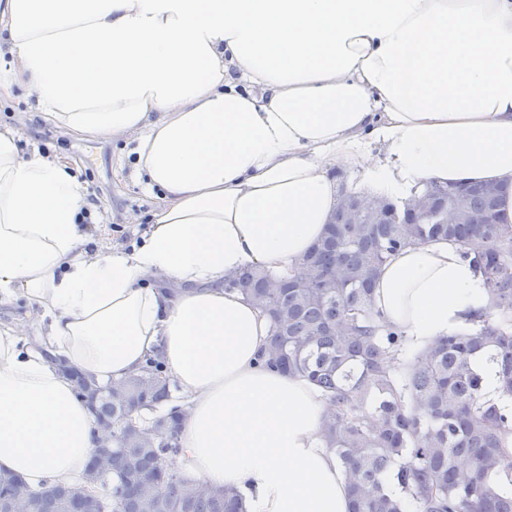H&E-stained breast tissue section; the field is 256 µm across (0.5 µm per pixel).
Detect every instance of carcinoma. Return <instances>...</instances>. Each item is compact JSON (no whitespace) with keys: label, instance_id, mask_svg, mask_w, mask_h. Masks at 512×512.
Masks as SVG:
<instances>
[{"label":"carcinoma","instance_id":"carcinoma-1","mask_svg":"<svg viewBox=\"0 0 512 512\" xmlns=\"http://www.w3.org/2000/svg\"><path fill=\"white\" fill-rule=\"evenodd\" d=\"M433 212L385 199L383 208L353 224L329 225L300 265L319 285L298 284L297 272L277 275L247 268L224 281L270 319L261 364L308 377L328 409L321 437L336 452L350 490L349 512H402L384 484L393 479L419 512H512V406L488 403L474 366L485 357L512 397V224L498 220V200L474 184L432 183ZM461 212L448 223V203ZM454 240L476 254L488 308L474 328L417 352L397 373L405 337L385 325L374 307L379 268L417 241ZM69 377L95 421L112 422V470L90 457L83 486L29 489L0 472V501L27 500L29 512H241L239 494L195 482L172 467L180 452L181 421L161 361L150 359L123 380L100 386Z\"/></svg>","mask_w":512,"mask_h":512}]
</instances>
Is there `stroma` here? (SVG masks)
Returning <instances> with one entry per match:
<instances>
[{"mask_svg": "<svg viewBox=\"0 0 512 512\" xmlns=\"http://www.w3.org/2000/svg\"><path fill=\"white\" fill-rule=\"evenodd\" d=\"M0 125L16 128L21 145L34 143L43 153L78 162L94 215L88 226L94 241L109 250H129L140 243L156 199L131 174V139L94 140L65 133L35 113L16 88L0 92Z\"/></svg>", "mask_w": 512, "mask_h": 512, "instance_id": "obj_1", "label": "stroma"}]
</instances>
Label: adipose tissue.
<instances>
[{"mask_svg":"<svg viewBox=\"0 0 512 512\" xmlns=\"http://www.w3.org/2000/svg\"><path fill=\"white\" fill-rule=\"evenodd\" d=\"M4 83L87 138L134 136L159 190L142 242L91 250L87 187L0 127V470L68 486L96 443L67 377L100 383L160 355L178 387V465L236 490L244 512H348L322 393L264 368L270 321L226 278L298 269L338 201H406L425 184L490 183L512 224V0H6ZM472 251L391 255L374 305L411 347L474 324Z\"/></svg>","mask_w":512,"mask_h":512,"instance_id":"obj_1","label":"adipose tissue"}]
</instances>
